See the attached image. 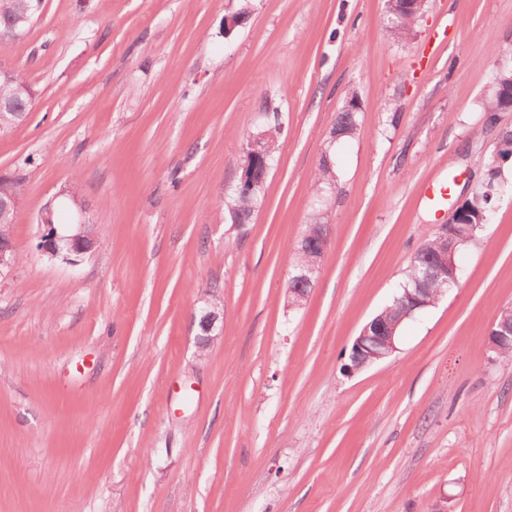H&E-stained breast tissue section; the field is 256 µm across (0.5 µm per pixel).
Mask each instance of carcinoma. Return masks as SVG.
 <instances>
[{
  "instance_id": "cac0c4a2",
  "label": "carcinoma",
  "mask_w": 512,
  "mask_h": 512,
  "mask_svg": "<svg viewBox=\"0 0 512 512\" xmlns=\"http://www.w3.org/2000/svg\"><path fill=\"white\" fill-rule=\"evenodd\" d=\"M31 0H0V36L14 37L21 30H12L6 23L29 14ZM419 16L411 13L389 27L392 37L396 40H407L414 34ZM491 95L487 101L485 112L487 120L493 124L501 111L512 109V45L504 48L499 55L497 64L489 72ZM29 86L24 76L11 72L9 78L0 79V125L9 128L21 122L29 111L34 94L20 92L23 87ZM359 106L357 91L348 93L344 107L336 113V119L330 131V142L340 143L355 138L358 126V112L354 108ZM498 143L502 149L494 150L487 158L482 177L478 184L469 192L466 208L469 219L475 224L486 225L492 221L498 202L504 196H512V181L505 176V165L502 161L507 159L509 146L512 145V128L506 127L499 131ZM335 180L331 160L322 156L317 165L312 184L313 194H320ZM263 187L254 189L236 186L233 192L224 198V207L230 223L246 224L249 222L255 202ZM23 192L22 181L18 178L7 177L0 179V200L6 201L12 197H19ZM444 248V242L436 231L426 235L423 244L416 252L409 265L403 281L377 316H383L388 322L398 327L403 325L419 311L413 310V300L410 294L415 292L416 282L422 279V270Z\"/></svg>"
}]
</instances>
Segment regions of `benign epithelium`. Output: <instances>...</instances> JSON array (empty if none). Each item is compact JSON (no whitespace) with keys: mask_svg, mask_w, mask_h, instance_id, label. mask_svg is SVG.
<instances>
[{"mask_svg":"<svg viewBox=\"0 0 512 512\" xmlns=\"http://www.w3.org/2000/svg\"><path fill=\"white\" fill-rule=\"evenodd\" d=\"M268 132L262 131L251 135L243 146L244 163L242 165L241 181L255 186L260 183L257 178V168L254 161L264 158L262 141L267 137ZM60 195L67 196L70 202L72 222L64 228L58 227L54 217L56 213V199L46 203L38 215L37 224L40 228L39 242L37 247L43 253L51 257H60L73 264L77 258L89 253L95 244L94 238L86 234L85 227L90 224L85 207L80 204L79 197L72 192H60ZM467 195H462L455 204L448 222L438 224L435 229L442 232V238L447 242V248L440 252L429 267L427 274L435 275L442 280L443 291L433 301L423 298L425 289H417L413 296L416 308H426L429 304H437L441 297L448 295V270H456L454 256L457 247L470 229L467 223V211L465 201ZM17 251L12 235H0V274L11 270L16 265ZM220 313L215 307L205 306L200 311L198 328L200 333L197 336L199 350H204L211 340V333L214 331ZM356 355L359 365L349 368L350 372L359 371L381 362L397 351L394 329L388 324L373 319L366 324L358 336L354 339Z\"/></svg>","mask_w":512,"mask_h":512,"instance_id":"7a95c632","label":"benign epithelium"}]
</instances>
